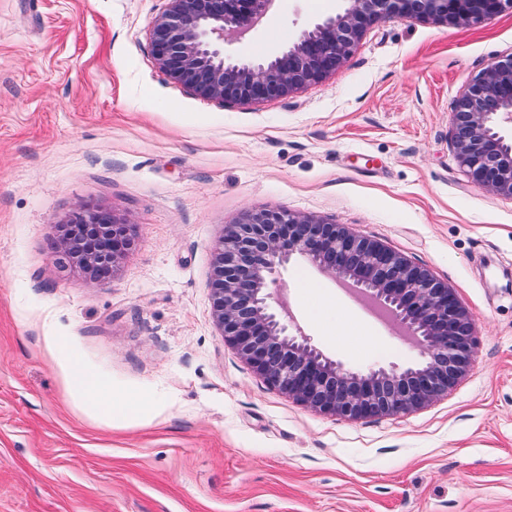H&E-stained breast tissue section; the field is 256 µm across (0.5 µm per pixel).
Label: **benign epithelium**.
<instances>
[{
    "mask_svg": "<svg viewBox=\"0 0 512 512\" xmlns=\"http://www.w3.org/2000/svg\"><path fill=\"white\" fill-rule=\"evenodd\" d=\"M272 2L168 0L150 30L156 65L204 99L262 102L334 73L380 18L463 26L512 10V0H343L340 11L262 61L226 56V36L248 32ZM504 123L512 124V55L475 78L451 115L452 145L468 178L511 198L512 141L501 133ZM56 231L57 249L86 274L113 268L129 245V225L99 208H79ZM298 256L361 286L410 330L421 361L354 371L291 333L272 306L269 284ZM212 313L224 341L270 387L314 410L352 420L425 407L457 386L475 354L476 322L447 284L379 241L285 209L224 225L215 246Z\"/></svg>",
    "mask_w": 512,
    "mask_h": 512,
    "instance_id": "1",
    "label": "benign epithelium"
}]
</instances>
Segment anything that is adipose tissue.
Wrapping results in <instances>:
<instances>
[{
	"instance_id": "obj_1",
	"label": "adipose tissue",
	"mask_w": 512,
	"mask_h": 512,
	"mask_svg": "<svg viewBox=\"0 0 512 512\" xmlns=\"http://www.w3.org/2000/svg\"><path fill=\"white\" fill-rule=\"evenodd\" d=\"M59 366L71 397L97 410L106 420L139 416L146 405L145 399L138 395L117 394L103 379L72 358H60Z\"/></svg>"
}]
</instances>
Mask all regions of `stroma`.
Masks as SVG:
<instances>
[{
	"label": "stroma",
	"instance_id": "1",
	"mask_svg": "<svg viewBox=\"0 0 512 512\" xmlns=\"http://www.w3.org/2000/svg\"><path fill=\"white\" fill-rule=\"evenodd\" d=\"M167 5L0 0V512H512V198L472 183L451 141L456 99L512 54V12L382 19L326 79L225 105L157 68ZM341 7L274 0L224 51L263 59ZM84 205L135 231L98 282L53 248ZM269 209L346 225L448 283L478 328L462 382L357 421L269 387L225 343L211 288L225 225ZM270 290L353 370L420 359L305 259ZM61 350L147 409L110 422L73 400Z\"/></svg>",
	"mask_w": 512,
	"mask_h": 512
}]
</instances>
